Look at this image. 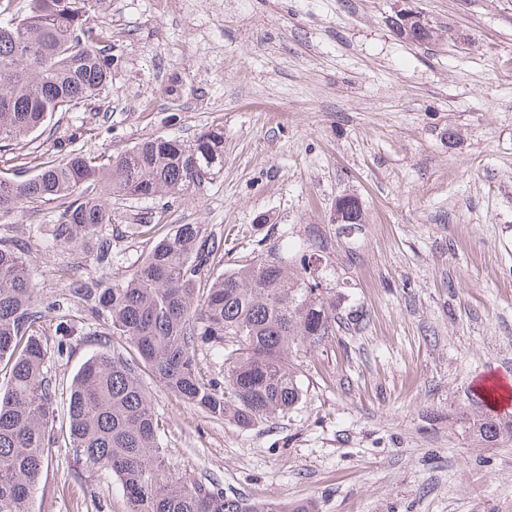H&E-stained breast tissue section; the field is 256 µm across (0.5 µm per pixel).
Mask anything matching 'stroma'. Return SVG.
<instances>
[{
	"instance_id": "stroma-1",
	"label": "stroma",
	"mask_w": 512,
	"mask_h": 512,
	"mask_svg": "<svg viewBox=\"0 0 512 512\" xmlns=\"http://www.w3.org/2000/svg\"><path fill=\"white\" fill-rule=\"evenodd\" d=\"M406 10L449 38L401 39ZM88 20L112 45L111 82L0 155V178L74 142L116 155L222 129L224 167L203 188L107 205L223 233V271L321 241L312 268L353 317L304 359L306 400L254 427L207 418L144 373L171 469L313 512H512V447L460 428L479 378L512 373V0H105ZM347 195L364 223L336 222ZM54 210L15 218L46 297L68 260L44 242ZM32 512L125 502L58 448Z\"/></svg>"
}]
</instances>
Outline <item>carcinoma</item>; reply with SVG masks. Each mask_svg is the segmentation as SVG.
<instances>
[{"label": "carcinoma", "instance_id": "1", "mask_svg": "<svg viewBox=\"0 0 512 512\" xmlns=\"http://www.w3.org/2000/svg\"><path fill=\"white\" fill-rule=\"evenodd\" d=\"M89 0H27L25 15L0 24V152L38 132L48 116L98 96L112 78V45L89 24ZM224 166V132L190 140L157 136L105 160L75 144L36 173L0 179V218L28 203L55 202L45 243L91 262L98 274L72 278L47 301L27 265L31 243L0 225V512H31L53 449L68 448L86 471L120 483L125 512H310L303 503L249 502L211 478L171 472L160 425L142 381L148 370L211 419L253 426L302 401L297 352H312L348 318L336 311L311 256L272 248L220 274L224 235L202 224L132 222L152 246L133 272L112 275L118 215L101 200L181 196ZM108 325L86 330V321ZM97 350L58 406L52 361L76 346ZM222 357L223 379L202 372L197 351ZM470 437L512 445V418L491 414L464 425Z\"/></svg>", "mask_w": 512, "mask_h": 512}]
</instances>
